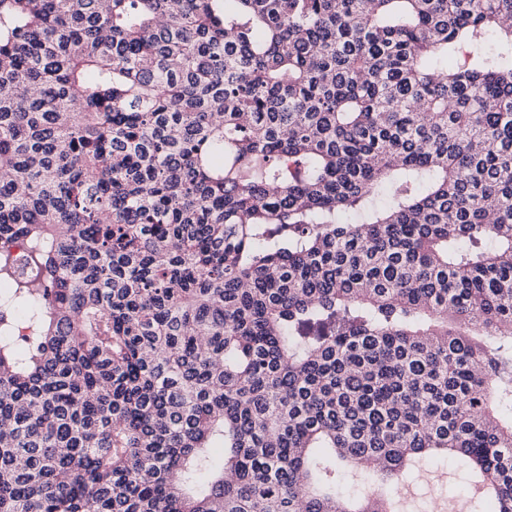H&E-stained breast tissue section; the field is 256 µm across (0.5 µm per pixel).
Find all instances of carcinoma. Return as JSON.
I'll return each instance as SVG.
<instances>
[{
	"label": "carcinoma",
	"mask_w": 512,
	"mask_h": 512,
	"mask_svg": "<svg viewBox=\"0 0 512 512\" xmlns=\"http://www.w3.org/2000/svg\"><path fill=\"white\" fill-rule=\"evenodd\" d=\"M505 18L0 0V512H512Z\"/></svg>",
	"instance_id": "1"
}]
</instances>
